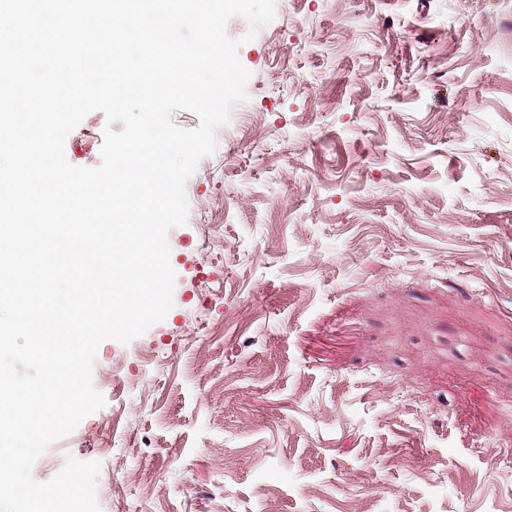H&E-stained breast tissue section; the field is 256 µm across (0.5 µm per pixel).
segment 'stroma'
<instances>
[{
	"mask_svg": "<svg viewBox=\"0 0 512 512\" xmlns=\"http://www.w3.org/2000/svg\"><path fill=\"white\" fill-rule=\"evenodd\" d=\"M174 306L92 370L100 512H512V0H276ZM103 112L64 151L96 167Z\"/></svg>",
	"mask_w": 512,
	"mask_h": 512,
	"instance_id": "35a3bbf8",
	"label": "stroma"
}]
</instances>
